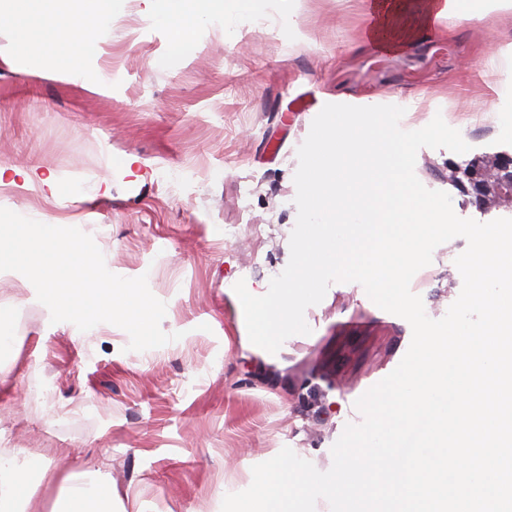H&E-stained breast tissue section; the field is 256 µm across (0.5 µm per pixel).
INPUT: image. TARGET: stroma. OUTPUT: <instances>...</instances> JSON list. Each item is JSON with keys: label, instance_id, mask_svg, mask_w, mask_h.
<instances>
[{"label": "stroma", "instance_id": "obj_1", "mask_svg": "<svg viewBox=\"0 0 512 512\" xmlns=\"http://www.w3.org/2000/svg\"><path fill=\"white\" fill-rule=\"evenodd\" d=\"M147 0H121L85 66L105 81L45 74L0 27V167L38 180L0 183V207L91 235L110 272L147 276L180 340L137 352L126 331L50 320L22 274L0 272L12 339L0 351V448L36 458L39 512L72 471L111 481L112 512H221L254 465L283 447L318 470L355 402L400 363L410 324L359 283L336 282L305 311L311 332L271 354L253 345L233 287L268 289L290 258L297 149L325 104L403 105L408 131L442 115L471 155L512 154L496 90L512 61V22L442 20L394 51L365 37L366 0H269L264 14L200 25L187 58L167 62V31ZM134 165H127L128 156ZM445 148L417 153L428 189L448 191ZM56 175L49 192L42 177ZM456 237L413 277L442 318L462 289Z\"/></svg>", "mask_w": 512, "mask_h": 512}]
</instances>
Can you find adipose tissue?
Instances as JSON below:
<instances>
[{"label":"adipose tissue","mask_w":512,"mask_h":512,"mask_svg":"<svg viewBox=\"0 0 512 512\" xmlns=\"http://www.w3.org/2000/svg\"><path fill=\"white\" fill-rule=\"evenodd\" d=\"M487 0H370L373 21L366 33L377 46L398 47L410 31L401 21L416 13L420 25L431 28L444 17L472 20L482 15ZM265 0H158L147 18L169 33L171 61L181 60L191 49L199 25L206 19L227 18L246 11L260 12ZM68 24L57 21L60 0H0V26L13 31L15 48L22 55H38L46 65L60 66L97 89L100 78L84 75L80 59L95 46V32L106 25L120 0H79ZM41 461L0 454V512H30L34 508L30 474L43 471ZM112 487L105 483H71L55 512H110Z\"/></svg>","instance_id":"1"}]
</instances>
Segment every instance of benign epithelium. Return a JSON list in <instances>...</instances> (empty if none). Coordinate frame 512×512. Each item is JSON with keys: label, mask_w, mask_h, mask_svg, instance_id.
<instances>
[{"label": "benign epithelium", "mask_w": 512, "mask_h": 512, "mask_svg": "<svg viewBox=\"0 0 512 512\" xmlns=\"http://www.w3.org/2000/svg\"><path fill=\"white\" fill-rule=\"evenodd\" d=\"M448 185L463 202L481 209L512 205V155L476 156L462 163L448 162Z\"/></svg>", "instance_id": "obj_1"}]
</instances>
